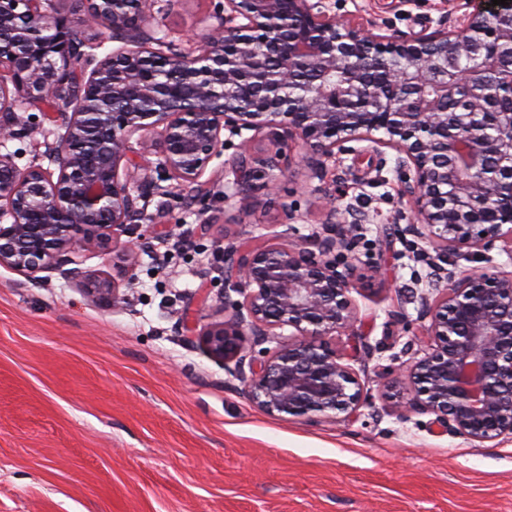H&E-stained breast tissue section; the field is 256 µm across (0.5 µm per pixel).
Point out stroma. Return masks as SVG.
<instances>
[{
    "instance_id": "35a3bbf8",
    "label": "stroma",
    "mask_w": 512,
    "mask_h": 512,
    "mask_svg": "<svg viewBox=\"0 0 512 512\" xmlns=\"http://www.w3.org/2000/svg\"><path fill=\"white\" fill-rule=\"evenodd\" d=\"M492 0H347L364 23L406 37L454 24ZM154 37L187 50L217 26L224 0H156ZM26 137L4 150L33 159L52 140L54 112L31 111ZM276 196L245 212L226 206L236 158L226 148L204 175V203L179 187L153 197L127 239L137 262L91 254V273L126 296L111 309L73 283L32 284L0 267V512H512V439L477 448L441 433L430 415L400 419L382 395L384 366L421 357L396 322L418 317V279L431 244L409 233L395 153L361 142L310 178L290 142ZM369 213L355 249L359 321L330 342L354 356L372 403L357 420L270 416L200 347L187 328L222 319L218 248L287 229L319 232L328 204Z\"/></svg>"
}]
</instances>
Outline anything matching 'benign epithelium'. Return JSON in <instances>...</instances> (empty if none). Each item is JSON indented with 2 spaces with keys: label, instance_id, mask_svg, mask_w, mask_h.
<instances>
[{
  "label": "benign epithelium",
  "instance_id": "benign-epithelium-1",
  "mask_svg": "<svg viewBox=\"0 0 512 512\" xmlns=\"http://www.w3.org/2000/svg\"><path fill=\"white\" fill-rule=\"evenodd\" d=\"M47 4L0 0V140L27 133L30 109L57 107L44 151L56 169L0 154V267L35 282L56 273L118 307L119 283L82 264L168 192L144 180L132 193L133 156L158 157L164 179L203 199L210 161L244 130L266 129L277 145L300 140L315 177L355 152L350 143L370 141L396 152L412 228L435 248L423 255L432 275L412 333L425 353L392 378L386 398L400 418L431 414L478 447L512 439V271L453 269L463 246L480 257L497 241L512 249V110L460 66L490 67L512 94V6L408 39L366 31L331 0H224L220 25L182 53L146 37L151 0H91L85 25L122 43L100 58L104 41L77 36ZM250 159L244 138L224 184V202L240 211L258 189L276 194L282 170L279 149L259 159L270 179L256 186ZM366 220L332 205L309 240L228 246L227 317L184 341L271 416L355 420L368 392L328 337L358 322L350 276Z\"/></svg>",
  "mask_w": 512,
  "mask_h": 512
}]
</instances>
